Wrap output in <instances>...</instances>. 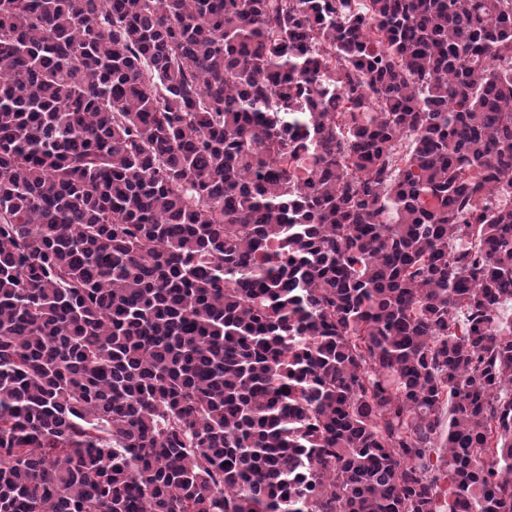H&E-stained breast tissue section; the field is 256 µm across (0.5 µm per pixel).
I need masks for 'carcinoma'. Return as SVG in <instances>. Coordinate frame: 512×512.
Instances as JSON below:
<instances>
[{
	"mask_svg": "<svg viewBox=\"0 0 512 512\" xmlns=\"http://www.w3.org/2000/svg\"><path fill=\"white\" fill-rule=\"evenodd\" d=\"M512 0H0V512H512Z\"/></svg>",
	"mask_w": 512,
	"mask_h": 512,
	"instance_id": "cac0c4a2",
	"label": "carcinoma"
}]
</instances>
